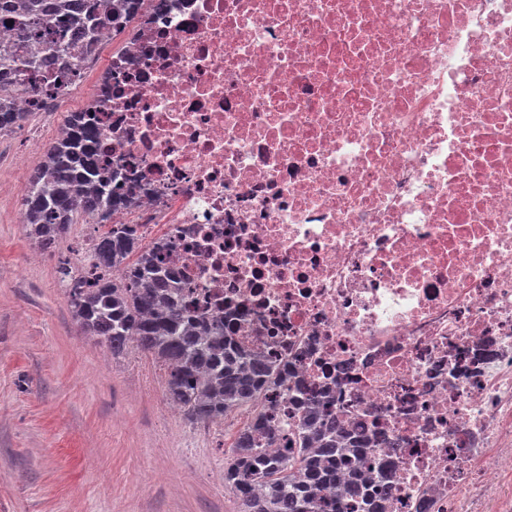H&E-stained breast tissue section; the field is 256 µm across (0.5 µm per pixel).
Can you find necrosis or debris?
<instances>
[{
	"label": "necrosis or debris",
	"instance_id": "obj_1",
	"mask_svg": "<svg viewBox=\"0 0 512 512\" xmlns=\"http://www.w3.org/2000/svg\"><path fill=\"white\" fill-rule=\"evenodd\" d=\"M59 66L280 417L383 438L386 512H512V0H127Z\"/></svg>",
	"mask_w": 512,
	"mask_h": 512
}]
</instances>
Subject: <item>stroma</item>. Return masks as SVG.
<instances>
[{
  "mask_svg": "<svg viewBox=\"0 0 512 512\" xmlns=\"http://www.w3.org/2000/svg\"><path fill=\"white\" fill-rule=\"evenodd\" d=\"M53 122L35 112L0 136V512H237L224 462L248 410L170 413L163 363L112 353L72 317L58 268L102 227L70 225L44 251L17 222Z\"/></svg>",
  "mask_w": 512,
  "mask_h": 512,
  "instance_id": "obj_1",
  "label": "stroma"
}]
</instances>
